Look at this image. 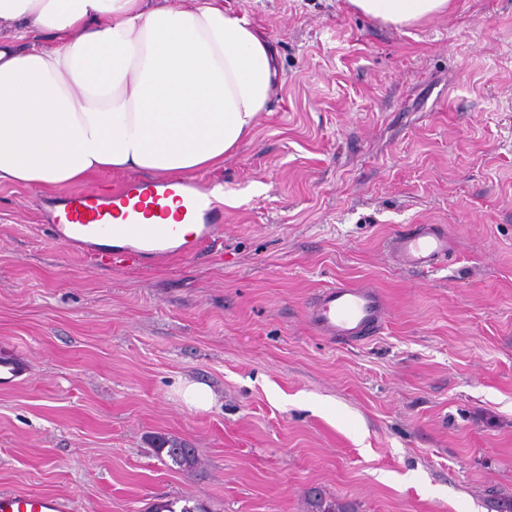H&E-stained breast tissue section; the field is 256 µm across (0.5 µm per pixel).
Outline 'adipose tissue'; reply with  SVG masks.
Returning <instances> with one entry per match:
<instances>
[{"label": "adipose tissue", "mask_w": 512, "mask_h": 512, "mask_svg": "<svg viewBox=\"0 0 512 512\" xmlns=\"http://www.w3.org/2000/svg\"><path fill=\"white\" fill-rule=\"evenodd\" d=\"M350 2L396 27L450 7ZM1 21L14 31L0 41V183L51 191L101 172L218 167L281 83L267 37L223 0H0Z\"/></svg>", "instance_id": "obj_1"}]
</instances>
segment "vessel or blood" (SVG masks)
<instances>
[{"label":"vessel or blood","instance_id":"obj_1","mask_svg":"<svg viewBox=\"0 0 512 512\" xmlns=\"http://www.w3.org/2000/svg\"><path fill=\"white\" fill-rule=\"evenodd\" d=\"M180 207L179 224L168 223L171 203ZM219 207L210 202L204 186L173 179L128 178L109 189L84 188L71 192L52 217L55 239L98 261L119 257L140 265L158 266L190 257L205 244L222 238ZM154 223H144V216ZM114 224H106V217ZM194 225L182 233L180 223ZM111 238L116 251L104 252L102 238ZM451 249L446 232L420 224L398 235L392 245L393 260L409 269L424 271L445 260ZM310 324L329 340L350 341L371 336L387 321L386 304L374 287L338 285L320 289L307 309ZM58 496L0 491V512H68Z\"/></svg>","mask_w":512,"mask_h":512}]
</instances>
